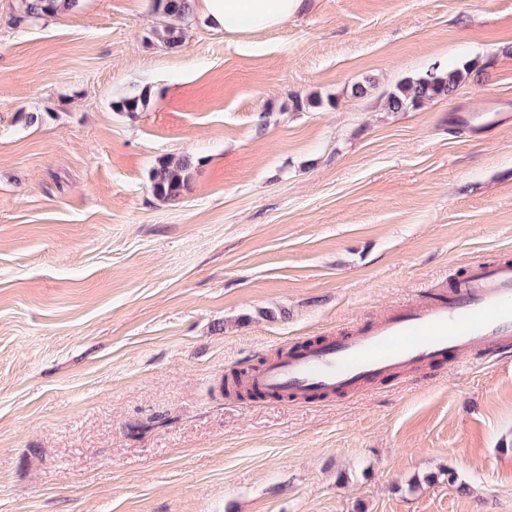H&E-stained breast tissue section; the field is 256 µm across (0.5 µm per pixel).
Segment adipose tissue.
<instances>
[{
  "instance_id": "obj_1",
  "label": "adipose tissue",
  "mask_w": 512,
  "mask_h": 512,
  "mask_svg": "<svg viewBox=\"0 0 512 512\" xmlns=\"http://www.w3.org/2000/svg\"><path fill=\"white\" fill-rule=\"evenodd\" d=\"M309 0H201L209 24L227 34L273 29L304 13Z\"/></svg>"
}]
</instances>
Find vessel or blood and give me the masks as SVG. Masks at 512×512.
<instances>
[{"mask_svg":"<svg viewBox=\"0 0 512 512\" xmlns=\"http://www.w3.org/2000/svg\"><path fill=\"white\" fill-rule=\"evenodd\" d=\"M449 352L512 354V264L474 261L450 296L282 354L251 370L246 387L300 398L348 394L387 373L430 367Z\"/></svg>","mask_w":512,"mask_h":512,"instance_id":"obj_1","label":"vessel or blood"}]
</instances>
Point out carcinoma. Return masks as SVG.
Returning <instances> with one entry per match:
<instances>
[{
  "instance_id": "1",
  "label": "carcinoma",
  "mask_w": 512,
  "mask_h": 512,
  "mask_svg": "<svg viewBox=\"0 0 512 512\" xmlns=\"http://www.w3.org/2000/svg\"><path fill=\"white\" fill-rule=\"evenodd\" d=\"M24 12L32 19L55 16L65 10L78 7V0H24ZM153 10L160 16L181 18L191 8L190 0H152ZM158 37L170 49H178L184 43V34L172 23L157 31ZM478 66L468 61L460 66L434 70L417 78H406L387 93L385 106L392 112L417 109L427 102L449 97L465 82ZM148 104L147 93H132L112 102L113 110L133 115L143 111ZM196 163L189 156L163 157L151 172V189L160 200L175 202L190 189Z\"/></svg>"
}]
</instances>
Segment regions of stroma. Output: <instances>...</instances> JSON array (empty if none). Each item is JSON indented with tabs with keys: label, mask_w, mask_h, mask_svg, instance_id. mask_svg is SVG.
I'll return each instance as SVG.
<instances>
[{
	"label": "stroma",
	"mask_w": 512,
	"mask_h": 512,
	"mask_svg": "<svg viewBox=\"0 0 512 512\" xmlns=\"http://www.w3.org/2000/svg\"><path fill=\"white\" fill-rule=\"evenodd\" d=\"M176 24L175 51L151 0L40 21L0 0V512H512V358L314 402L221 392L512 261V0ZM470 60L450 97L385 108ZM184 154L190 191L159 200L151 168ZM427 72L417 78H406L387 93L385 106L392 112L416 109L427 102L449 97L473 72L479 70L474 61L461 66Z\"/></svg>",
	"instance_id": "stroma-1"
}]
</instances>
